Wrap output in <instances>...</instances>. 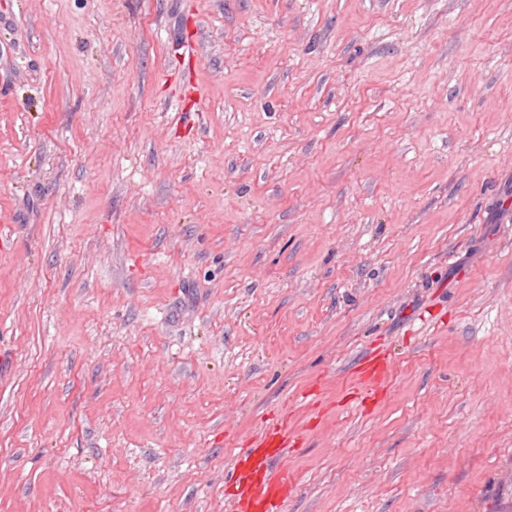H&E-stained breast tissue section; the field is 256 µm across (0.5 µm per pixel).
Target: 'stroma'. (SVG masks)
<instances>
[{
    "instance_id": "obj_1",
    "label": "stroma",
    "mask_w": 512,
    "mask_h": 512,
    "mask_svg": "<svg viewBox=\"0 0 512 512\" xmlns=\"http://www.w3.org/2000/svg\"><path fill=\"white\" fill-rule=\"evenodd\" d=\"M283 424L277 512H512V0H0V512Z\"/></svg>"
}]
</instances>
